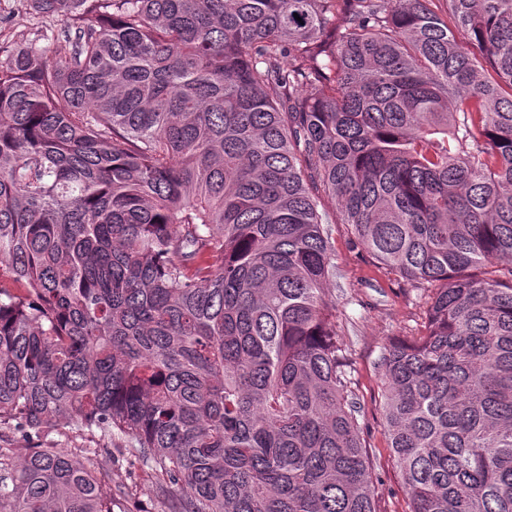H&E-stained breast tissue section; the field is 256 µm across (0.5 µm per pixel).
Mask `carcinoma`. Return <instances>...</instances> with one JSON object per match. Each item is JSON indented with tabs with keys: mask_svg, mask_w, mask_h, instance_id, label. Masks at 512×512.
I'll use <instances>...</instances> for the list:
<instances>
[{
	"mask_svg": "<svg viewBox=\"0 0 512 512\" xmlns=\"http://www.w3.org/2000/svg\"><path fill=\"white\" fill-rule=\"evenodd\" d=\"M26 2L60 28L0 57V432L124 438L182 512H378L330 204L435 286L381 361L405 512H512V0ZM0 512L112 494L0 447Z\"/></svg>",
	"mask_w": 512,
	"mask_h": 512,
	"instance_id": "obj_1",
	"label": "carcinoma"
}]
</instances>
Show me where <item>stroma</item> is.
<instances>
[{
	"mask_svg": "<svg viewBox=\"0 0 512 512\" xmlns=\"http://www.w3.org/2000/svg\"><path fill=\"white\" fill-rule=\"evenodd\" d=\"M0 16L7 18L10 34L23 36L40 49L49 45L50 25L33 18L23 0H0ZM331 246L335 269L327 297L336 304L337 339L351 361L350 389L360 406L369 461L381 482L377 508L401 512L403 494L381 425V359L391 340L420 334L431 292L388 273L357 247L347 225H332ZM39 445L83 449L100 483L112 494L113 512H170L172 490L145 475L141 462L128 453L126 440L107 442L56 422L46 428Z\"/></svg>",
	"mask_w": 512,
	"mask_h": 512,
	"instance_id": "35a3bbf8",
	"label": "stroma"
}]
</instances>
